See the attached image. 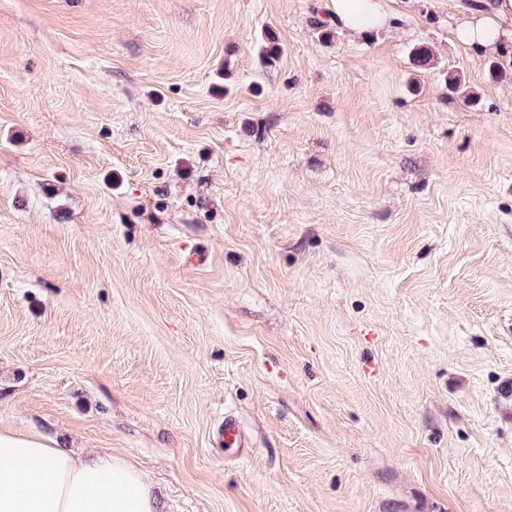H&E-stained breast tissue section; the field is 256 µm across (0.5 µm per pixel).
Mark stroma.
I'll use <instances>...</instances> for the list:
<instances>
[{"label": "stroma", "mask_w": 512, "mask_h": 512, "mask_svg": "<svg viewBox=\"0 0 512 512\" xmlns=\"http://www.w3.org/2000/svg\"><path fill=\"white\" fill-rule=\"evenodd\" d=\"M470 2L0 0V429L160 512H512V69ZM382 0H330L336 25L354 32L381 28L387 23ZM220 429L222 432L220 437L224 443L225 450L239 453L243 448H246L247 444L242 427L234 416H225L224 421L221 422Z\"/></svg>", "instance_id": "obj_1"}]
</instances>
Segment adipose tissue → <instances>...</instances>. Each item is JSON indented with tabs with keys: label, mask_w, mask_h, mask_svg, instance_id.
Listing matches in <instances>:
<instances>
[{
	"label": "adipose tissue",
	"mask_w": 512,
	"mask_h": 512,
	"mask_svg": "<svg viewBox=\"0 0 512 512\" xmlns=\"http://www.w3.org/2000/svg\"><path fill=\"white\" fill-rule=\"evenodd\" d=\"M337 26L360 32L380 28V0H330ZM458 39L491 50L512 39V0H496L493 14L467 21ZM0 512H158L144 476L108 451L80 454L44 436L0 429Z\"/></svg>",
	"instance_id": "1"
}]
</instances>
